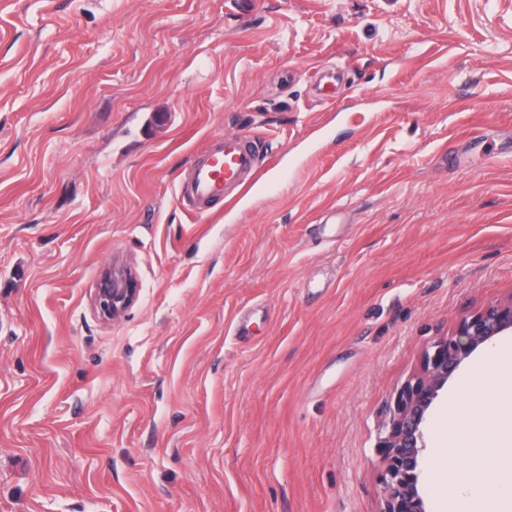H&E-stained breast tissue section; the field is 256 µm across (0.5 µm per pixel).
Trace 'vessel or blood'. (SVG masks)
Listing matches in <instances>:
<instances>
[{"instance_id":"1","label":"vessel or blood","mask_w":512,"mask_h":512,"mask_svg":"<svg viewBox=\"0 0 512 512\" xmlns=\"http://www.w3.org/2000/svg\"><path fill=\"white\" fill-rule=\"evenodd\" d=\"M258 154V143L252 136L221 137L183 170L177 187L180 205L192 214L205 216L216 203L237 198L255 182Z\"/></svg>"}]
</instances>
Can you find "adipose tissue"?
Wrapping results in <instances>:
<instances>
[{
    "label": "adipose tissue",
    "mask_w": 512,
    "mask_h": 512,
    "mask_svg": "<svg viewBox=\"0 0 512 512\" xmlns=\"http://www.w3.org/2000/svg\"><path fill=\"white\" fill-rule=\"evenodd\" d=\"M494 383L474 375L457 390L448 415V457L461 458V475L438 469L435 487L450 491L458 485L475 487L474 499H460L457 512H512V497L501 487L512 484V356L497 355Z\"/></svg>",
    "instance_id": "obj_1"
}]
</instances>
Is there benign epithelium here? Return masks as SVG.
<instances>
[{"label": "benign epithelium", "instance_id": "benign-epithelium-1", "mask_svg": "<svg viewBox=\"0 0 512 512\" xmlns=\"http://www.w3.org/2000/svg\"><path fill=\"white\" fill-rule=\"evenodd\" d=\"M138 292L132 268L112 265L101 274L94 306L101 317L114 320L136 301ZM511 329L512 301L461 319L453 333L424 350L417 371L396 388L378 433L377 447L383 456L380 512H427L418 469L428 411L448 379L479 345Z\"/></svg>", "mask_w": 512, "mask_h": 512}]
</instances>
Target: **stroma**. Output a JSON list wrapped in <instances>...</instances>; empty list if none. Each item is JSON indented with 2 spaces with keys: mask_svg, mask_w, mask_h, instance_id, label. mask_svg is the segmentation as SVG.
Listing matches in <instances>:
<instances>
[{
  "mask_svg": "<svg viewBox=\"0 0 512 512\" xmlns=\"http://www.w3.org/2000/svg\"><path fill=\"white\" fill-rule=\"evenodd\" d=\"M228 133L258 183L193 216ZM509 299L512 0H0V512H380L390 396ZM258 154L254 137L224 135L183 170L177 187L180 205L206 216L216 203L237 198L255 183ZM138 292L132 268L113 264L101 274L94 293V306L101 317L115 320L136 301Z\"/></svg>",
  "mask_w": 512,
  "mask_h": 512,
  "instance_id": "stroma-1",
  "label": "stroma"
}]
</instances>
